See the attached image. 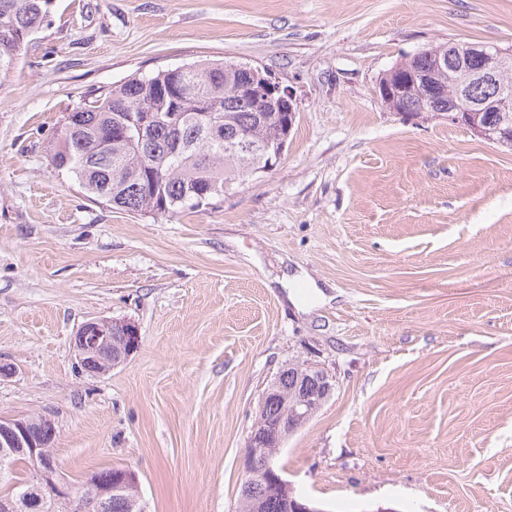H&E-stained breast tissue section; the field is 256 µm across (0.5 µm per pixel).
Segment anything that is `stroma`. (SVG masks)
<instances>
[{
    "label": "stroma",
    "instance_id": "obj_1",
    "mask_svg": "<svg viewBox=\"0 0 512 512\" xmlns=\"http://www.w3.org/2000/svg\"><path fill=\"white\" fill-rule=\"evenodd\" d=\"M512 49V0H55L0 75V418L43 416L76 481L135 472L148 512H238L265 386L335 390L277 464L326 512H512V149L386 109L431 45ZM267 70L288 149L171 218L87 197L50 137L83 96L198 60ZM139 347L78 367L90 319ZM407 81H420L424 85H427V76L424 73H408V75H402L396 86H392L389 83H383L376 86L375 93L380 99L392 98L399 90L403 89V85ZM439 93V90L433 85H427V95L425 101L430 104L433 98ZM112 327L123 329L125 336L119 329L112 331ZM122 342L123 346L114 351L116 345H120ZM139 342L137 326L125 320H89L82 324L74 336V348L77 351L80 366L90 373H104L125 362L137 350ZM111 344H113L114 351L112 357L107 362L105 360L98 361V366L105 362V367L98 371L91 369V362L96 358L98 351Z\"/></svg>",
    "mask_w": 512,
    "mask_h": 512
}]
</instances>
